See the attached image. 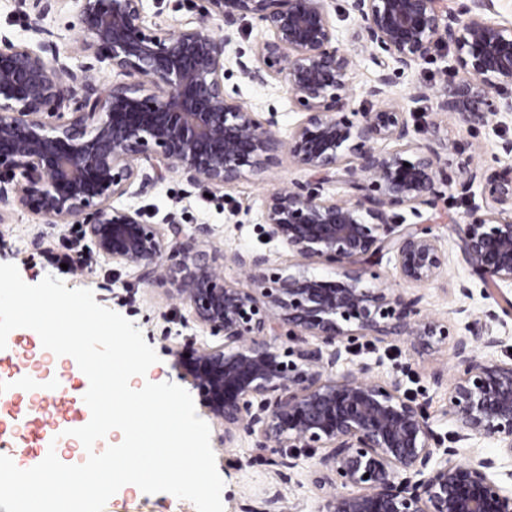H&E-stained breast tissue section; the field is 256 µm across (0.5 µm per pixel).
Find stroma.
<instances>
[{"mask_svg":"<svg viewBox=\"0 0 512 512\" xmlns=\"http://www.w3.org/2000/svg\"><path fill=\"white\" fill-rule=\"evenodd\" d=\"M328 9L341 44L354 61L349 77L351 109L360 112L371 108L373 102L367 98L366 90L378 74L373 61L374 50L361 38L360 23L350 12V0H328ZM208 25L215 34L228 40L225 89L254 111H275L274 132L278 138L288 139L300 115L283 84L256 83L235 64L237 55L253 54L266 36L265 30L249 18L229 23L218 15L212 16ZM45 26L53 33L62 53L79 59L82 33L74 0H66L59 12L49 15ZM452 56V50L444 46L429 62L396 74L388 90L389 99L402 106L410 125L416 129L418 142L438 136L455 146V153L448 156L449 166H456L463 156L472 158L475 165L484 169L512 166V157L498 148L501 137L512 138L511 119L495 129L470 128L437 111V94L448 82L462 77L461 71L453 67ZM417 86L427 87L428 96L414 102L409 95ZM308 181V174L283 152L277 165L263 175L246 176L218 191H209L204 185H189L173 174L144 190L131 187L127 194L115 198L113 205L140 211L150 224L177 222L188 233L193 232L196 225H209L213 230L211 244L224 253L262 252L270 256L273 265L284 268L293 263L294 257L278 241L264 237L266 198L282 183L305 184ZM480 201V195H464L452 190L444 193L435 208L424 209L418 216L407 208L394 209L396 222H424L439 237L448 253V270L438 282L421 286L404 283L389 253L379 257L374 270L388 287L407 294H420L423 314L447 322L455 334H466L472 320L486 323L500 343L491 349L479 348V356L510 362L512 315L502 314L494 298L488 295L485 283L459 260L454 237L449 231L454 219ZM71 248L84 251L90 248L74 225L53 223L25 208L15 209L0 222V263L15 264L22 279L29 284L39 283L50 275L62 280L67 288L92 290L97 303L133 322L153 347L159 360L150 368L152 379L162 378L193 390V382L177 365L174 352L187 350L191 345H210L214 339L195 322L189 305L174 296L165 281H138L132 271L112 264L97 253L93 254L88 267L63 269L59 258ZM462 284L467 286V294L459 293L458 287ZM349 358L356 365L370 364L376 377L396 373L409 395L426 402L441 445L458 448L460 460L475 456L502 458L503 451L495 440L459 439L456 426L445 415L448 408L446 382L456 373L451 345L427 349L407 336H368L355 341ZM437 372L443 374L444 385L434 384L433 375ZM196 412L211 430L217 470L224 481L225 512H264L267 500L274 496L279 499L277 512H321L324 499L311 483L314 460L307 452H300L297 466L289 469L280 465L278 455L271 449L257 447L248 436H240L232 447H225L223 423L212 417L204 405H197ZM104 512H196V509L190 501L167 493L150 495L126 490L114 494Z\"/></svg>","mask_w":512,"mask_h":512,"instance_id":"1","label":"stroma"}]
</instances>
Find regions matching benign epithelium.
<instances>
[{"label": "benign epithelium", "mask_w": 512, "mask_h": 512, "mask_svg": "<svg viewBox=\"0 0 512 512\" xmlns=\"http://www.w3.org/2000/svg\"><path fill=\"white\" fill-rule=\"evenodd\" d=\"M63 0H15L34 44L0 38V217L26 207L57 224H80L95 252L166 279L195 320L221 338L182 364L203 404L224 421V443L241 434L276 453L321 448L312 484L324 512H512V490L497 462L458 460L435 448L422 404L395 376L347 364L359 336H411L431 346L448 341V325L419 316L422 296L379 284L363 286L372 260L395 259L399 279L438 281L448 253L420 224H396L389 210L417 213L442 195L482 187V205L452 225L461 261L512 306V167L486 172L470 160L440 167L454 151L435 138L418 143L403 108L387 100L389 71L454 51L464 78L437 97V110L469 127L512 114V25L492 21L493 0H351L380 75L366 91L377 108L345 116L352 57L343 49L327 0H206L200 14L173 28L146 24L144 0H78L87 61L73 65L46 37L43 22ZM255 17L268 32L239 69L261 84H284L301 119L283 142L274 117L262 118L224 90V37L208 26ZM123 79L108 87L101 67ZM314 175L317 187L285 183L266 199L270 238L296 257L294 270L268 255L209 247L211 229L191 236L180 224L161 230L112 200L177 173L215 190L274 166L283 149ZM343 172L338 177L336 173ZM340 178L348 200L319 186ZM168 264L161 265L162 258ZM229 262L254 284L224 279ZM336 267L333 279L309 271ZM303 337L295 348L271 343L282 328ZM316 339L311 344L305 337ZM499 339L478 320L453 340L457 374L448 386L449 416L460 438L493 439L512 456V362L485 360L476 348Z\"/></svg>", "instance_id": "1"}]
</instances>
